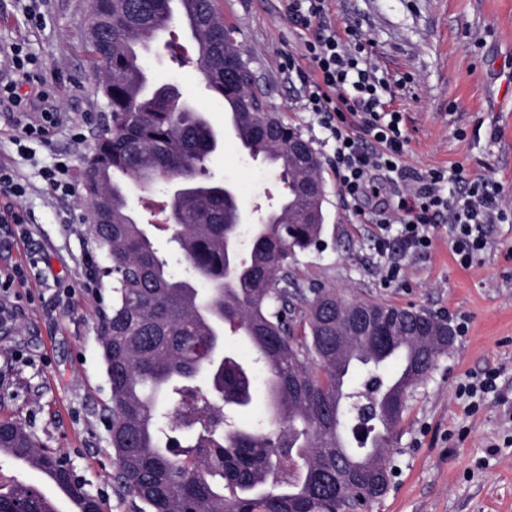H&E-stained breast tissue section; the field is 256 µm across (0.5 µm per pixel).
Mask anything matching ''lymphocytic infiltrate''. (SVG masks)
Instances as JSON below:
<instances>
[{"label":"lymphocytic infiltrate","mask_w":512,"mask_h":512,"mask_svg":"<svg viewBox=\"0 0 512 512\" xmlns=\"http://www.w3.org/2000/svg\"><path fill=\"white\" fill-rule=\"evenodd\" d=\"M281 2L284 17L302 35L299 48L284 54L281 71L299 83L302 109L318 117L334 143L330 167L347 205L359 209L364 197L380 194L398 178L405 189L395 207L364 218L377 226L379 248H386L387 233L394 229L404 252H426L432 245L428 226L444 222L457 262L470 265L487 247L489 225L505 217L495 193L476 178L448 197L444 171L407 168L403 116L383 97L388 86L378 75L370 41L352 26L337 32L329 18L330 0ZM0 54L17 74L15 81L0 85V102L24 112L32 99H48L49 86L37 75L40 64L23 45Z\"/></svg>","instance_id":"lymphocytic-infiltrate-1"}]
</instances>
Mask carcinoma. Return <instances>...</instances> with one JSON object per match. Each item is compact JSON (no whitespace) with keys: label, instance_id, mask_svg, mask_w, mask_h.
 I'll list each match as a JSON object with an SVG mask.
<instances>
[{"label":"carcinoma","instance_id":"carcinoma-1","mask_svg":"<svg viewBox=\"0 0 512 512\" xmlns=\"http://www.w3.org/2000/svg\"><path fill=\"white\" fill-rule=\"evenodd\" d=\"M187 5L196 63L208 69L214 97L238 117L241 147L274 157L286 195L255 225L237 254L233 203L204 178L219 138L206 116L170 85L147 91L139 51L151 49L175 19L174 0H92L95 30L84 44L99 72L107 109L82 176L84 236L112 267V311L100 342L111 374L112 451L117 486L140 512H345L367 509L387 493V456L412 391L428 377L448 342L413 331V310L345 299L334 288L304 292L290 271L297 253L323 231L320 166L299 163L301 132L277 115L248 110L254 92L224 72L238 50L214 0ZM176 174L179 223L165 231L209 285L203 292L170 272L131 212L127 181L151 187ZM245 337L255 358L224 349V328ZM368 376V434L356 437L349 368ZM396 365L386 374L385 367ZM278 397L275 427L237 424L253 402L254 374ZM0 448L80 505L100 512L83 484L60 466L61 450L44 447L24 426L0 422ZM0 500L31 512H57L37 486L0 484Z\"/></svg>","mask_w":512,"mask_h":512}]
</instances>
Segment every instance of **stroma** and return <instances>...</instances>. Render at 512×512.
Wrapping results in <instances>:
<instances>
[{
    "label": "stroma",
    "mask_w": 512,
    "mask_h": 512,
    "mask_svg": "<svg viewBox=\"0 0 512 512\" xmlns=\"http://www.w3.org/2000/svg\"><path fill=\"white\" fill-rule=\"evenodd\" d=\"M88 0H46V20L32 24L17 0H0V46L23 44L60 79L51 106L64 122L48 141L18 147L19 115L0 104V164L28 186L16 203L35 217L24 227H0V281L16 269L26 281L0 291V420L20 423L47 447L62 449L77 479L103 512H139L120 492L107 441L111 392L99 336L112 308V283L80 288L87 264L107 265L87 246L79 220L81 192L56 196L40 169L60 159L74 169L94 149L88 123L103 100L99 75L81 40ZM270 107L298 126L316 149L326 190L319 248L298 254L292 266L301 287L319 283L344 298L411 307L466 321L427 380L409 397L395 429L389 459L395 473L387 494L369 512H512V0H332L337 30L355 26L373 45L391 83L394 109L403 115L408 144L403 163L418 170L454 171L499 186L503 223L489 228V245L470 267L456 261L445 225L429 228L431 248L411 255L380 253L376 227L360 223L343 200L329 160L328 141L313 114L302 111L283 78L280 61L300 38L281 0H218ZM145 65L158 82L190 96L219 135L207 166L228 181L245 209L264 211L283 193L280 178L249 158L224 127V103L201 87L194 65L170 54ZM401 266L386 283L388 262ZM497 370L498 390L468 411L460 388L472 376Z\"/></svg>",
    "instance_id": "stroma-1"
}]
</instances>
